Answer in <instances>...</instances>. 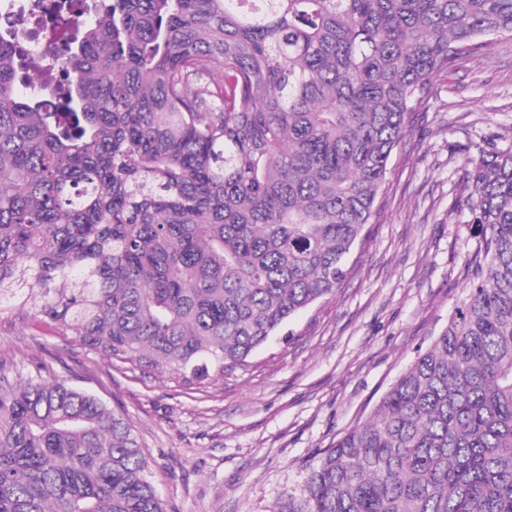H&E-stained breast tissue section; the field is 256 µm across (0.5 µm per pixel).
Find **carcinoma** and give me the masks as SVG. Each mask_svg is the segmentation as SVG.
Here are the masks:
<instances>
[{
    "mask_svg": "<svg viewBox=\"0 0 512 512\" xmlns=\"http://www.w3.org/2000/svg\"><path fill=\"white\" fill-rule=\"evenodd\" d=\"M54 111L0 34V320L220 379L333 294L436 77L512 0H112L68 20ZM448 326L274 512H512V147ZM0 359V512H166L129 423Z\"/></svg>",
    "mask_w": 512,
    "mask_h": 512,
    "instance_id": "carcinoma-1",
    "label": "carcinoma"
}]
</instances>
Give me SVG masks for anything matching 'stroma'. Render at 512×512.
Here are the masks:
<instances>
[{"label": "stroma", "mask_w": 512, "mask_h": 512, "mask_svg": "<svg viewBox=\"0 0 512 512\" xmlns=\"http://www.w3.org/2000/svg\"><path fill=\"white\" fill-rule=\"evenodd\" d=\"M512 146V41L440 78L389 162L378 222L335 294L292 318L247 366L186 388L29 323L0 325V359L100 398L133 428L167 512H273L448 325L480 234L472 159Z\"/></svg>", "instance_id": "35a3bbf8"}]
</instances>
